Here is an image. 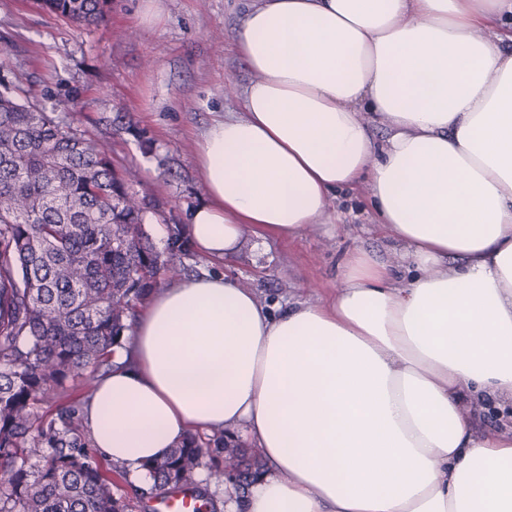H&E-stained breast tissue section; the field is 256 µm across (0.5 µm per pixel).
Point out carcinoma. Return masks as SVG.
Listing matches in <instances>:
<instances>
[{
  "instance_id": "1",
  "label": "carcinoma",
  "mask_w": 512,
  "mask_h": 512,
  "mask_svg": "<svg viewBox=\"0 0 512 512\" xmlns=\"http://www.w3.org/2000/svg\"><path fill=\"white\" fill-rule=\"evenodd\" d=\"M94 23L112 0H41ZM144 207L109 151L30 103L0 93V512H127L92 460L76 409L36 406L68 378L106 364L167 265ZM193 435L146 466L160 487L196 485Z\"/></svg>"
}]
</instances>
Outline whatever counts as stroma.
Here are the masks:
<instances>
[{
	"instance_id": "obj_1",
	"label": "stroma",
	"mask_w": 512,
	"mask_h": 512,
	"mask_svg": "<svg viewBox=\"0 0 512 512\" xmlns=\"http://www.w3.org/2000/svg\"><path fill=\"white\" fill-rule=\"evenodd\" d=\"M245 0H112L105 20L77 24L38 0H0V91L32 102L108 145L118 171L150 207L145 228L166 251L170 226L184 227L206 199L194 154L217 113L237 112L253 78L233 50ZM336 232L313 225L302 238L255 245L213 262L177 254L158 282L220 272L253 289L274 312L331 297L347 255L362 248L397 262L393 242L374 226L367 188L340 190Z\"/></svg>"
}]
</instances>
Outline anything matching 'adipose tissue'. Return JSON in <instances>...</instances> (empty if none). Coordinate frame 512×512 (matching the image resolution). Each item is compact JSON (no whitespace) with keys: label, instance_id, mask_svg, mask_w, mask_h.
I'll list each match as a JSON object with an SVG mask.
<instances>
[{"label":"adipose tissue","instance_id":"ef3b65f1","mask_svg":"<svg viewBox=\"0 0 512 512\" xmlns=\"http://www.w3.org/2000/svg\"><path fill=\"white\" fill-rule=\"evenodd\" d=\"M235 49L254 78L198 143L189 244L300 237L364 181L409 275L357 249L278 315L219 273L152 289L93 447L140 477L241 432L264 467L225 512H512V428L464 411L512 403V0H250Z\"/></svg>","mask_w":512,"mask_h":512}]
</instances>
